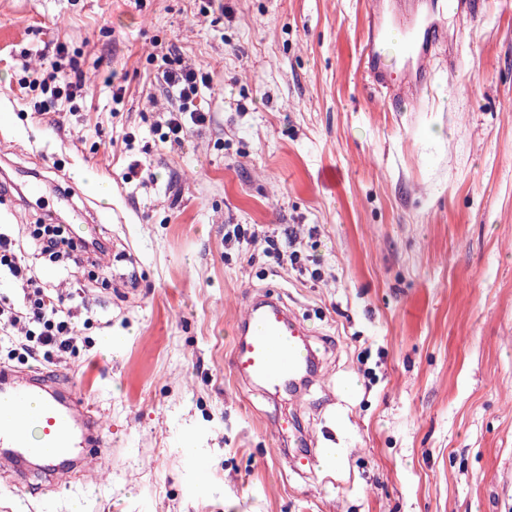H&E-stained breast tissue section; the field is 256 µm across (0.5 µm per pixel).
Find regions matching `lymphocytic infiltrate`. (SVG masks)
Wrapping results in <instances>:
<instances>
[{
  "label": "lymphocytic infiltrate",
  "instance_id": "1",
  "mask_svg": "<svg viewBox=\"0 0 512 512\" xmlns=\"http://www.w3.org/2000/svg\"><path fill=\"white\" fill-rule=\"evenodd\" d=\"M56 53V59L25 69L19 79L20 88L34 98V111H43L42 95L72 100L86 89L78 68L65 71L59 67L57 58L64 55V46H57ZM156 81L174 100L162 140L181 143L189 133V124L200 125L208 119L205 112L196 108L195 101L201 86L208 84L209 76L203 68L184 65L158 72ZM224 239L228 242L259 241L267 253L288 259L290 264L301 261L296 248L298 237L290 229L275 234L237 224L225 229ZM77 249L63 224H45L43 231L37 232L23 247L17 246L10 234L0 231V275L20 283L25 289L22 302H0V337L15 344L44 367L52 365L55 357L69 352L74 346L73 295L35 286L31 261L44 256L71 260Z\"/></svg>",
  "mask_w": 512,
  "mask_h": 512
}]
</instances>
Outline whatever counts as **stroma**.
I'll return each mask as SVG.
<instances>
[{
    "mask_svg": "<svg viewBox=\"0 0 512 512\" xmlns=\"http://www.w3.org/2000/svg\"><path fill=\"white\" fill-rule=\"evenodd\" d=\"M368 10L0 0V166L40 171L67 224L84 204L57 198L64 180L111 189L105 255L41 261L36 283L80 291L54 371L112 444L37 504L0 479V512H512V0L441 14L455 62L436 61L417 110L364 80ZM60 43L87 91L39 115L18 80ZM179 62L208 71L210 119L165 145L153 76ZM228 224L293 228L300 266L225 242ZM259 293L314 333L298 395L231 370ZM313 444L337 460L303 466Z\"/></svg>",
    "mask_w": 512,
    "mask_h": 512,
    "instance_id": "35a3bbf8",
    "label": "stroma"
}]
</instances>
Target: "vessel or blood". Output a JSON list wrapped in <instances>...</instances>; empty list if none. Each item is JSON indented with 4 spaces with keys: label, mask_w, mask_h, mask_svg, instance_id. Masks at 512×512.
<instances>
[{
    "label": "vessel or blood",
    "mask_w": 512,
    "mask_h": 512,
    "mask_svg": "<svg viewBox=\"0 0 512 512\" xmlns=\"http://www.w3.org/2000/svg\"><path fill=\"white\" fill-rule=\"evenodd\" d=\"M447 35L434 18L418 19L411 0L390 9L371 0L362 61L368 81L396 107L416 105L429 90V79ZM242 340L231 356L235 376L267 391L301 390L315 361L312 333L278 301L258 298L243 318ZM102 445L96 409L52 372L0 366V463L13 482L52 487L79 477ZM35 458L66 459L67 473L46 471L30 480L26 464Z\"/></svg>",
    "instance_id": "1"
}]
</instances>
